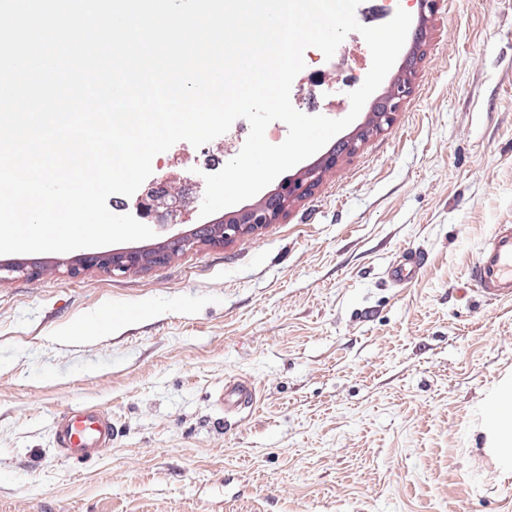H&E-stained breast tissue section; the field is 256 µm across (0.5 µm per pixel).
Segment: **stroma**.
I'll list each match as a JSON object with an SVG mask.
<instances>
[{"instance_id": "1", "label": "stroma", "mask_w": 512, "mask_h": 512, "mask_svg": "<svg viewBox=\"0 0 512 512\" xmlns=\"http://www.w3.org/2000/svg\"><path fill=\"white\" fill-rule=\"evenodd\" d=\"M412 91L390 126L339 158L311 195L234 240L165 262L70 275L76 252L0 254L36 276L0 281V512H512L484 432L512 394V302L487 306L469 268L512 224V0H439ZM337 68L308 49L303 113L347 101L371 52ZM250 126L177 142L109 209L155 232L135 250L224 223L201 216L204 174ZM176 212L151 206L159 191ZM422 253L415 280L387 271ZM132 310L106 326L101 309ZM242 378L258 403L220 421ZM93 405L117 436L99 459H58L55 416Z\"/></svg>"}]
</instances>
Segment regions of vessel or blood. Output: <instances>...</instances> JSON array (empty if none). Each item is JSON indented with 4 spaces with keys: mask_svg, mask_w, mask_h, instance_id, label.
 <instances>
[{
    "mask_svg": "<svg viewBox=\"0 0 512 512\" xmlns=\"http://www.w3.org/2000/svg\"><path fill=\"white\" fill-rule=\"evenodd\" d=\"M423 263L420 253H406L388 276L394 282L407 283ZM470 278L487 302L512 301V224L493 226L471 266ZM214 403L220 413L237 412L255 405L256 391L246 381L232 380L216 393ZM115 436L111 417L95 407L61 413L54 421V450L66 461L99 458Z\"/></svg>",
    "mask_w": 512,
    "mask_h": 512,
    "instance_id": "vessel-or-blood-1",
    "label": "vessel or blood"
}]
</instances>
